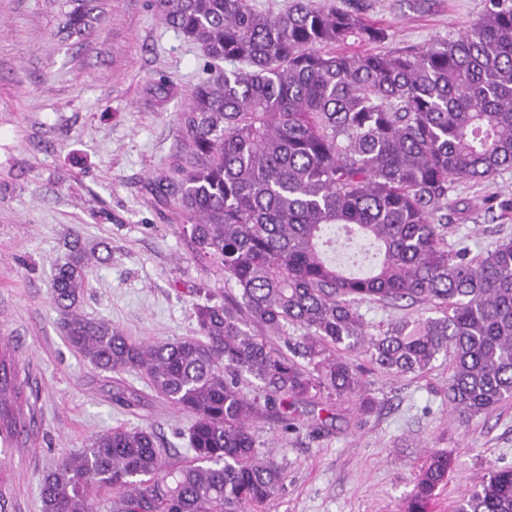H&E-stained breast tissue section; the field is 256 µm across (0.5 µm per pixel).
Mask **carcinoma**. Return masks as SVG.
<instances>
[{
	"label": "carcinoma",
	"mask_w": 512,
	"mask_h": 512,
	"mask_svg": "<svg viewBox=\"0 0 512 512\" xmlns=\"http://www.w3.org/2000/svg\"><path fill=\"white\" fill-rule=\"evenodd\" d=\"M75 2L69 37L99 9ZM154 7L233 65L191 91L175 172L196 256L238 297L196 305L197 336L136 342L78 311L89 258L72 246L51 288L68 344L102 372L145 375L189 414L194 457L175 463L154 431L114 428L42 476V512H261L284 474L255 423L274 414L297 431L294 406L315 398L372 414L379 401L357 353L393 377L450 355L448 406L467 421L512 400V239L473 257L444 234L455 183L512 168V0H488L453 38L388 52L346 49L387 31L326 0H291L277 14L250 0ZM401 301L438 316L371 332L358 310ZM20 393L0 358V431L19 424ZM116 401L132 409L141 398L123 387ZM449 467L431 451L404 512H428ZM106 488L118 496L101 499ZM456 512H512V467L484 473Z\"/></svg>",
	"instance_id": "1"
}]
</instances>
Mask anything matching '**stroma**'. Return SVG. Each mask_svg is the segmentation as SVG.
Segmentation results:
<instances>
[{
    "label": "stroma",
    "mask_w": 512,
    "mask_h": 512,
    "mask_svg": "<svg viewBox=\"0 0 512 512\" xmlns=\"http://www.w3.org/2000/svg\"><path fill=\"white\" fill-rule=\"evenodd\" d=\"M380 24L386 50H410L456 35L486 0H356ZM67 0H0V341L14 344L19 378L38 402L34 446L0 450V512H41L39 477L93 436L115 427L154 430L174 459L192 456L191 420L160 398L145 375L92 367L65 340L51 298L66 243L93 251L80 302L143 342L198 333L202 289L234 292L215 266L194 257L174 197L181 147L179 115L211 65L201 47L168 28L150 0H105L85 36L61 41ZM449 242L473 254L512 238V169L464 181L450 194ZM450 360L425 374L368 376L380 401L359 415L348 403L300 431L274 417L255 425L262 451L285 479L269 512H399L428 449L452 458L448 482L429 512H454L483 473L512 466V401L459 426L448 408ZM142 395L133 411L112 399L116 384Z\"/></svg>",
    "instance_id": "obj_1"
}]
</instances>
